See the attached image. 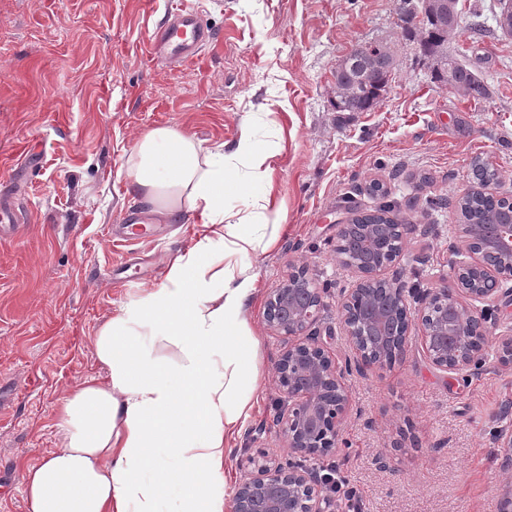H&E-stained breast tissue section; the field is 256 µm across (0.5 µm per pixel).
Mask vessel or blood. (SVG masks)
<instances>
[{
  "instance_id": "vessel-or-blood-1",
  "label": "vessel or blood",
  "mask_w": 512,
  "mask_h": 512,
  "mask_svg": "<svg viewBox=\"0 0 512 512\" xmlns=\"http://www.w3.org/2000/svg\"><path fill=\"white\" fill-rule=\"evenodd\" d=\"M215 40L214 31L191 8L169 13L165 22L149 36L151 58L180 66L198 59Z\"/></svg>"
}]
</instances>
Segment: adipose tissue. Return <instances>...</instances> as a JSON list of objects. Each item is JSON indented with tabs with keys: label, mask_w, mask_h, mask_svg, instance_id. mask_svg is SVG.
<instances>
[{
	"label": "adipose tissue",
	"mask_w": 512,
	"mask_h": 512,
	"mask_svg": "<svg viewBox=\"0 0 512 512\" xmlns=\"http://www.w3.org/2000/svg\"><path fill=\"white\" fill-rule=\"evenodd\" d=\"M273 155L248 133L228 151L171 127L138 138L131 195L168 224L195 214L204 231L170 255L159 287L98 327L99 376L59 401V447L24 470L30 512H225L224 459L259 380L260 341L247 321L253 261L285 226L269 195L233 213L224 189L269 183Z\"/></svg>",
	"instance_id": "ef3b65f1"
}]
</instances>
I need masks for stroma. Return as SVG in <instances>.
Returning a JSON list of instances; mask_svg holds the SVG:
<instances>
[{
    "label": "stroma",
    "mask_w": 512,
    "mask_h": 512,
    "mask_svg": "<svg viewBox=\"0 0 512 512\" xmlns=\"http://www.w3.org/2000/svg\"><path fill=\"white\" fill-rule=\"evenodd\" d=\"M176 0H0V201L17 220L0 229V512H29L23 468L59 446L57 403L95 376L92 338L117 307L159 287L170 254L187 248L195 217L113 241L140 207L126 192L129 152L168 126L203 146L232 147L251 132L275 146L269 187L225 188L227 210L270 192L286 230L254 260L248 313L261 342L250 433L224 460L239 482L242 457L283 454L260 425L274 412L273 368L282 345L264 322L268 292L291 265L328 291L323 323L347 352L336 303L353 273L336 262V226L376 204L381 182L394 215L415 225L399 270L421 288L450 283L454 202L479 157L512 196V36L491 33L502 0H460L463 63L488 100L431 83L397 26V0H200L217 42L181 66L147 59V39ZM391 45V88L370 112L332 111L333 73L352 48ZM267 113L252 127L251 114ZM122 268L123 278L105 271ZM342 445L323 467L348 474L364 512H498L505 481L492 431L512 409V370L475 379L433 368L420 346L393 365L350 377Z\"/></svg>",
    "instance_id": "1"
}]
</instances>
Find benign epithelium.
<instances>
[{"label": "benign epithelium", "instance_id": "7a95c632", "mask_svg": "<svg viewBox=\"0 0 512 512\" xmlns=\"http://www.w3.org/2000/svg\"><path fill=\"white\" fill-rule=\"evenodd\" d=\"M398 248L381 262H360L336 252V260L357 275L344 296L340 318L351 355L339 362L319 325L328 308L325 289L308 271H292L270 290L264 306L269 330L284 351L274 366L280 394L272 426L288 448V459L250 456L242 468L231 512H336L329 479L313 465L337 447L339 424L350 405L347 377L381 367L404 354L416 339L430 364L446 374L477 377L487 370L493 329L512 306V224L487 229L458 225L451 244L455 287L406 286L385 271L403 259L412 224H395ZM497 361L512 368V333L497 337ZM500 470L512 474V423L493 431Z\"/></svg>", "mask_w": 512, "mask_h": 512}]
</instances>
